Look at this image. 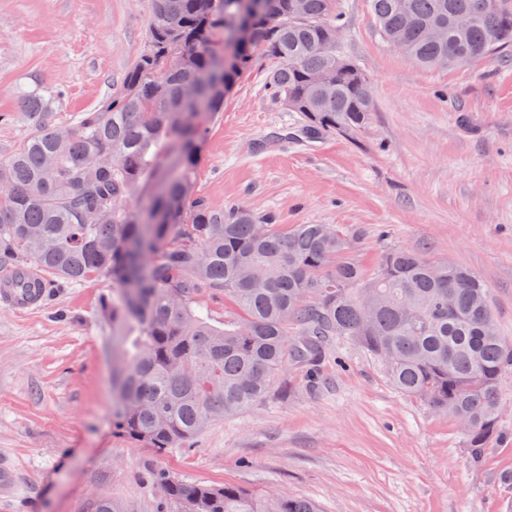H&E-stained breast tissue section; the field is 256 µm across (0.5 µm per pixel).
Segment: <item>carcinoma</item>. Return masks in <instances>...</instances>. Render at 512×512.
Returning a JSON list of instances; mask_svg holds the SVG:
<instances>
[{
  "label": "carcinoma",
  "mask_w": 512,
  "mask_h": 512,
  "mask_svg": "<svg viewBox=\"0 0 512 512\" xmlns=\"http://www.w3.org/2000/svg\"><path fill=\"white\" fill-rule=\"evenodd\" d=\"M154 0L146 48L104 107L61 128L51 97L27 93L41 124L0 162V269L38 263L69 283H112L101 314L112 330V420L162 454L210 423L261 403L288 366L311 380L332 345L384 362L402 393L471 428L473 463L500 435L499 392L512 344L484 281L419 250L390 248L368 278L332 224L285 228L245 205L215 210L195 191L208 121L260 51L267 86L301 115L307 139L352 134L371 119L369 83L336 42V0ZM370 0L382 38L427 68L466 65L512 47V0ZM473 14L460 30L459 15ZM440 24L444 36L430 38ZM495 33V40L489 35ZM218 72L196 100L183 86ZM141 195L130 206L133 194ZM240 311L214 324L204 295ZM166 512H319L286 493L206 486L152 474Z\"/></svg>",
  "instance_id": "carcinoma-1"
}]
</instances>
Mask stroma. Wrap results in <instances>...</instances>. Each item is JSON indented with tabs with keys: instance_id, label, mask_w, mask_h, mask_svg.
I'll return each instance as SVG.
<instances>
[{
	"instance_id": "35a3bbf8",
	"label": "stroma",
	"mask_w": 512,
	"mask_h": 512,
	"mask_svg": "<svg viewBox=\"0 0 512 512\" xmlns=\"http://www.w3.org/2000/svg\"><path fill=\"white\" fill-rule=\"evenodd\" d=\"M342 46L371 87L372 120L349 135L298 136L299 113L267 90L257 57L209 125L196 190L212 208L244 203L277 223L333 224L366 273L390 246L468 267L488 285L512 342V52L425 69L384 41L368 0H338ZM152 0H0V160L35 128L22 92L60 90L49 121L75 125L120 86L147 38ZM112 294L95 279L51 289L18 312L0 305V512H161L156 469L191 483L284 491L319 512H507L512 374L500 389L503 439L479 466L455 421L400 393L381 361L339 342L318 384L288 369L255 409L212 422L165 454L112 426Z\"/></svg>"
}]
</instances>
